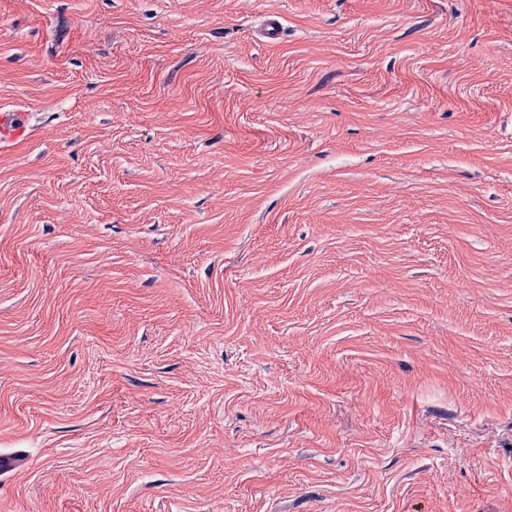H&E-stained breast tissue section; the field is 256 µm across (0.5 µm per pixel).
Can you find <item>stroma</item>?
Segmentation results:
<instances>
[{
  "label": "stroma",
  "mask_w": 512,
  "mask_h": 512,
  "mask_svg": "<svg viewBox=\"0 0 512 512\" xmlns=\"http://www.w3.org/2000/svg\"><path fill=\"white\" fill-rule=\"evenodd\" d=\"M2 104L0 512H512V0H0ZM34 136L29 113L21 108L0 107V147L9 148L29 142Z\"/></svg>",
  "instance_id": "1"
}]
</instances>
